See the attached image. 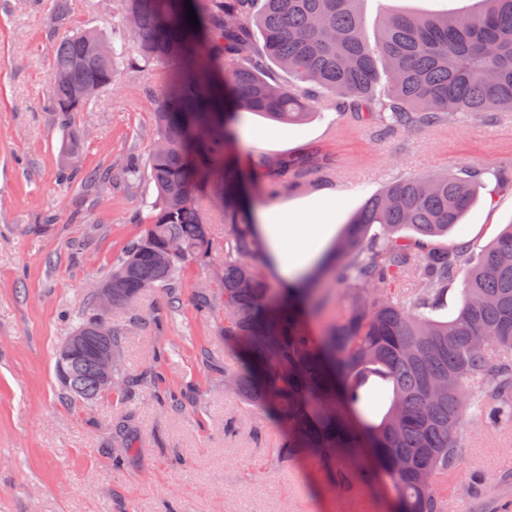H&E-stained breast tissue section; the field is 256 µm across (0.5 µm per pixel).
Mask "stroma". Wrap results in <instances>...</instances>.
I'll list each match as a JSON object with an SVG mask.
<instances>
[{"label":"stroma","instance_id":"1","mask_svg":"<svg viewBox=\"0 0 512 512\" xmlns=\"http://www.w3.org/2000/svg\"><path fill=\"white\" fill-rule=\"evenodd\" d=\"M117 0H71L63 26L110 32ZM55 27L50 0H0V512H391L390 484L336 488L311 459L276 462L279 427L224 388L212 363L234 367L218 327L199 315L207 271L189 267L176 294L155 288L131 310L122 364L141 378L132 395L82 405L55 377L53 351L86 307L92 287L138 236L153 183L114 181L95 191L81 176L147 157L162 90L155 68L124 72L74 116L83 148L78 177L63 182L64 135L47 82ZM335 159L317 184L281 188L276 201L308 224H343L393 179L485 168L479 200L449 234L481 254L512 223V114L384 138L331 113L281 123L255 114L239 125L245 173L309 144ZM136 313L140 325L128 322ZM127 441H120L119 430ZM461 463L443 486L448 512H512V429L467 426Z\"/></svg>","mask_w":512,"mask_h":512}]
</instances>
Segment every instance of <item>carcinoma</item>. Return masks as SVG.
I'll use <instances>...</instances> for the list:
<instances>
[{
    "label": "carcinoma",
    "mask_w": 512,
    "mask_h": 512,
    "mask_svg": "<svg viewBox=\"0 0 512 512\" xmlns=\"http://www.w3.org/2000/svg\"><path fill=\"white\" fill-rule=\"evenodd\" d=\"M119 2L112 54L98 55L96 30L63 35L49 77L71 158L83 146L71 130L89 104L82 87L101 91L122 67L154 66L165 83L152 150L120 170L129 183L147 177L157 197L102 279L114 307L152 288L175 293L190 265L206 270L210 287L196 293L195 306L208 314L224 298L220 335L236 360L224 369V386L283 428L279 461L311 458L341 486L385 474L394 512H445L435 478L458 467L469 419L512 427V226L478 258L463 242L435 243L477 203L483 169L394 181L352 215L334 250L300 282L272 288L256 266L267 245L240 188L237 127L247 112L301 121L324 96L338 115L383 137L512 114V0H479L470 15L437 16L394 13L377 0L373 39L363 0ZM273 65L297 84L273 79ZM334 166L312 144L266 165L265 192L302 189ZM204 200L222 212L221 244ZM324 272L349 303L318 339L307 320L324 306L316 288ZM457 283L460 304L445 320V297ZM56 375L75 400L105 395L88 356ZM138 382L122 368L112 372L114 392ZM372 390L387 395L376 420L368 415Z\"/></svg>",
    "instance_id": "1"
}]
</instances>
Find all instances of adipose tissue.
<instances>
[{"mask_svg": "<svg viewBox=\"0 0 512 512\" xmlns=\"http://www.w3.org/2000/svg\"><path fill=\"white\" fill-rule=\"evenodd\" d=\"M259 230L277 257L284 280L301 275L310 258L319 250L332 232L331 225L304 226L289 220L280 207H260L255 216Z\"/></svg>", "mask_w": 512, "mask_h": 512, "instance_id": "adipose-tissue-1", "label": "adipose tissue"}]
</instances>
